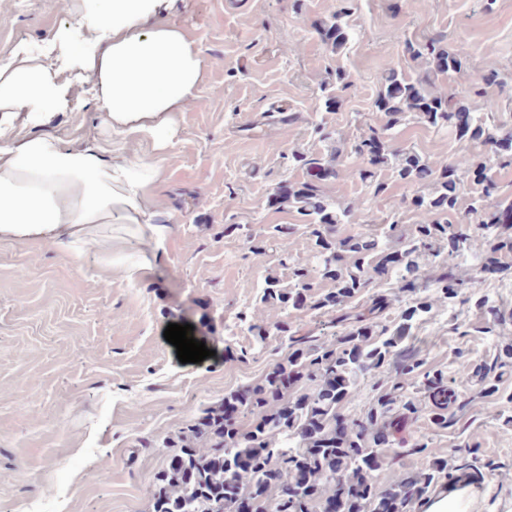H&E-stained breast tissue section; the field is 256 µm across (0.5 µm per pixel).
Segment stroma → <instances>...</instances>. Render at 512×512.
Segmentation results:
<instances>
[{
	"mask_svg": "<svg viewBox=\"0 0 512 512\" xmlns=\"http://www.w3.org/2000/svg\"><path fill=\"white\" fill-rule=\"evenodd\" d=\"M178 0L176 22L205 61L200 98L179 116V133L163 162L154 198L159 222L173 225L165 258L141 280L110 276L93 255L71 262L52 250L0 241V512H148L154 476L164 465V437L176 435L224 395L260 384L287 358L280 336L258 343L237 316L274 322L277 306L263 286L292 281L266 236L281 227L289 251L304 258L314 239L296 209L274 204L283 185L305 172L292 153H326L330 142L350 143L384 124L375 100L386 66L404 72L420 62L404 55L403 39L436 32L466 41L471 70L496 66L512 73V0L484 11L475 0H359L352 17L359 34L331 53L316 32L343 0ZM55 0H0V60L21 42L45 44L67 24ZM350 83L334 111L320 87L336 69ZM48 133L82 147L105 139L90 89L55 113ZM396 147L413 148L428 163L452 162L463 152L487 160L478 141L458 140L410 121ZM361 160L343 158L342 174L326 184L330 203L354 208L357 221L340 236L372 234L375 222L399 204V231L411 235L418 216L409 201L415 186L390 170L374 194L361 180ZM231 224L246 233L227 234ZM466 290L431 307L409 341L423 371L448 378L449 428L433 421L436 403L406 383L415 411L395 406L387 418L388 445L376 485L390 490L421 474L431 453L456 447L494 461L480 471L482 491L472 512H512V255L495 273L457 258ZM376 295L391 296L382 316L369 315ZM410 296L391 280L330 310V317L399 323ZM189 324L213 352L181 363L163 333ZM493 366L477 377L474 364ZM398 377L392 362L359 378L339 404L346 417H366Z\"/></svg>",
	"mask_w": 512,
	"mask_h": 512,
	"instance_id": "1",
	"label": "stroma"
}]
</instances>
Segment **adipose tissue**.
<instances>
[{"instance_id": "ef3b65f1", "label": "adipose tissue", "mask_w": 512, "mask_h": 512, "mask_svg": "<svg viewBox=\"0 0 512 512\" xmlns=\"http://www.w3.org/2000/svg\"><path fill=\"white\" fill-rule=\"evenodd\" d=\"M175 2L59 0L58 11L82 25L57 30L58 63L25 44L0 61V241L76 260L91 251L130 283L167 254L173 227L156 222L152 193L205 66L173 20ZM80 83L91 87L105 128L151 152L111 156L45 133ZM21 122L35 132L19 141Z\"/></svg>"}]
</instances>
